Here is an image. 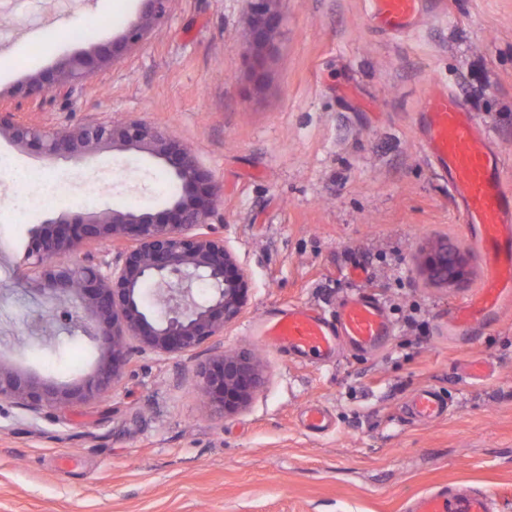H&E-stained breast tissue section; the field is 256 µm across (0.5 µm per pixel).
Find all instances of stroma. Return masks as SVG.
<instances>
[{
  "label": "stroma",
  "mask_w": 512,
  "mask_h": 512,
  "mask_svg": "<svg viewBox=\"0 0 512 512\" xmlns=\"http://www.w3.org/2000/svg\"><path fill=\"white\" fill-rule=\"evenodd\" d=\"M144 0H0V97L98 43L119 41ZM271 48L252 40L248 0H171L166 19L112 66L53 89L19 113L72 129L136 119L180 140L207 169L211 219L244 271L242 316L207 343L165 356L129 339L121 379L100 400L32 414L0 399V512H407L411 498L464 485L512 512V309L475 334L449 335L454 308L484 282L460 208L424 155L416 122L428 86L455 90L488 127L512 186V0H448L407 37L371 28L362 0H272ZM94 17V36L73 41ZM0 359L73 383L96 352L63 324L31 332L54 300L34 296L30 231L107 207L153 212L172 178L149 155L102 147L96 162L44 159L0 139ZM60 176L46 206L18 213L32 173ZM101 192L94 205L85 195ZM467 261L455 284L430 280L440 246ZM370 292L393 334L370 352L320 364L276 351L248 328L295 305L334 313ZM257 354L264 383L246 408L216 415L197 367ZM490 360L475 381L460 368ZM432 388L448 413L407 418ZM326 409L329 428L301 415Z\"/></svg>",
  "instance_id": "35a3bbf8"
}]
</instances>
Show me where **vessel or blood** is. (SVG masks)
<instances>
[{"label":"vessel or blood","mask_w":512,"mask_h":512,"mask_svg":"<svg viewBox=\"0 0 512 512\" xmlns=\"http://www.w3.org/2000/svg\"><path fill=\"white\" fill-rule=\"evenodd\" d=\"M446 0H370L369 18L386 35L405 37L416 31L425 14H446ZM418 113L423 127L422 149L448 178L460 203L463 221L472 230L486 262L487 275L465 305L448 322L449 335L471 331L475 324L512 305V192L507 191L501 161L489 144L488 130L461 99L446 87L429 89ZM265 345L307 361H330L342 345L361 351L380 346L392 334L377 299L365 292L343 298L329 317L308 305H291L266 315L255 329ZM408 412L432 421L448 410L435 390L410 397ZM409 512H492L488 492L466 486L412 499Z\"/></svg>","instance_id":"obj_1"}]
</instances>
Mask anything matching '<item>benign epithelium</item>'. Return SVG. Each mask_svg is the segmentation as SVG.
<instances>
[{
	"mask_svg": "<svg viewBox=\"0 0 512 512\" xmlns=\"http://www.w3.org/2000/svg\"><path fill=\"white\" fill-rule=\"evenodd\" d=\"M170 0H145V10L124 31L120 42L76 54L56 71L19 86L15 94L31 102L55 87H71L93 70L107 66L124 48L141 42L147 31L167 16ZM270 0H250L256 45L269 43L277 25ZM0 137L18 146H34L48 158H93L104 145L144 152L163 163L180 186L179 195L157 213L135 214L111 208L50 219L31 234L27 258L36 276L38 295L60 303L78 302L85 313L83 332L96 353L93 371L78 382L60 385L23 372L0 359V398L18 408L38 412L101 399L122 374L129 355L126 338L174 356L187 353L224 331L242 313L248 282L224 238L213 228L201 231L217 205L212 176L180 141L134 119L90 123L59 132L24 119L0 100ZM87 241L124 244L121 262L112 266L100 257L60 265L55 258L74 254ZM424 266L438 281H460L464 262L452 250L429 253ZM157 287L159 311H148L141 286ZM210 289L199 300L194 287ZM203 393L218 416L243 409L262 382V371L247 352L219 354L198 370Z\"/></svg>",
	"mask_w": 512,
	"mask_h": 512,
	"instance_id": "1",
	"label": "benign epithelium"
}]
</instances>
